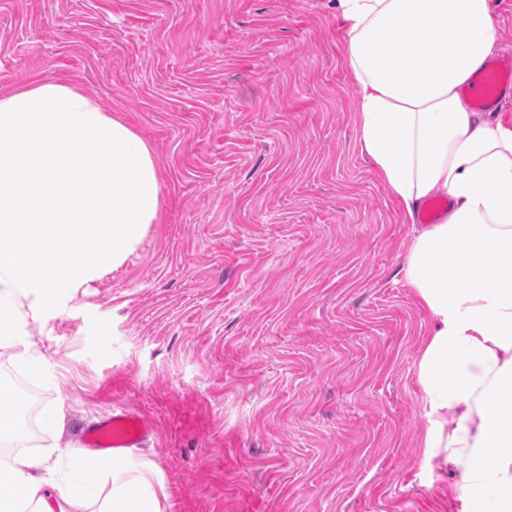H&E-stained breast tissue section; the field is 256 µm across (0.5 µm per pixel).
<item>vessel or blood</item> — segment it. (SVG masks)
<instances>
[{
	"instance_id": "obj_1",
	"label": "vessel or blood",
	"mask_w": 512,
	"mask_h": 512,
	"mask_svg": "<svg viewBox=\"0 0 512 512\" xmlns=\"http://www.w3.org/2000/svg\"><path fill=\"white\" fill-rule=\"evenodd\" d=\"M512 90V56L490 60L477 74L466 93L480 110L495 108L502 95ZM153 432V424L139 413L124 409L101 418L83 434V442L92 450L111 453L122 448L139 447Z\"/></svg>"
}]
</instances>
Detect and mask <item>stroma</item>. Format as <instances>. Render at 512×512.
Here are the masks:
<instances>
[{"label":"stroma","instance_id":"stroma-1","mask_svg":"<svg viewBox=\"0 0 512 512\" xmlns=\"http://www.w3.org/2000/svg\"><path fill=\"white\" fill-rule=\"evenodd\" d=\"M334 0H0V92L69 82L121 112L161 176L158 223L10 354L55 439L152 421L165 512H460L423 460L428 325L414 233L358 144Z\"/></svg>","mask_w":512,"mask_h":512}]
</instances>
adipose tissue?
Returning a JSON list of instances; mask_svg holds the SVG:
<instances>
[{
	"label": "adipose tissue",
	"instance_id": "adipose-tissue-1",
	"mask_svg": "<svg viewBox=\"0 0 512 512\" xmlns=\"http://www.w3.org/2000/svg\"><path fill=\"white\" fill-rule=\"evenodd\" d=\"M359 142L404 223L432 197L404 278L430 322L418 359L425 456L448 494L512 512V118L465 86L496 51L491 0H335ZM148 143L58 80L0 92V350L43 355L21 325L121 266L160 213ZM163 477L134 454L0 460V512H163Z\"/></svg>",
	"mask_w": 512,
	"mask_h": 512
}]
</instances>
